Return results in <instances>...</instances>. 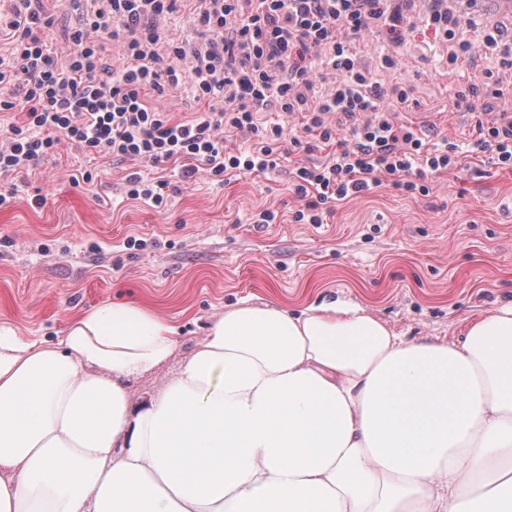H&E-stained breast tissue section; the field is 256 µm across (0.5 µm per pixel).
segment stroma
<instances>
[{
	"label": "stroma",
	"instance_id": "1",
	"mask_svg": "<svg viewBox=\"0 0 512 512\" xmlns=\"http://www.w3.org/2000/svg\"><path fill=\"white\" fill-rule=\"evenodd\" d=\"M53 24L41 36L65 64L77 15L65 0H36ZM377 39L357 44L361 64L383 83L407 81L409 107L396 119L462 147L475 139L458 93L497 70L496 55L477 51L447 72L431 34L409 33L398 49L406 66L388 72ZM294 151L280 167L223 186L204 174L190 180L172 166L115 162L62 145L28 175H0V326L28 340H51L75 315L133 299L179 329L163 367L130 380L135 401L156 394L201 338L212 317L239 301L301 307L343 299L361 305L398 334L455 342L467 326L512 304V173L471 159L469 169L436 177L429 196L410 198L390 187L332 206L325 223L254 224L263 208L289 213L297 199L288 170L323 160ZM84 167L91 183L73 185ZM170 176L177 185L155 209L126 199V174ZM42 206H32L33 196Z\"/></svg>",
	"mask_w": 512,
	"mask_h": 512
}]
</instances>
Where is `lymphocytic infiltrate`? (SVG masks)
<instances>
[{"mask_svg": "<svg viewBox=\"0 0 512 512\" xmlns=\"http://www.w3.org/2000/svg\"><path fill=\"white\" fill-rule=\"evenodd\" d=\"M15 2L0 15V34L10 40L8 54H0L1 175L28 173L65 141L120 162L170 163L184 179L201 171L227 180L266 173L277 168L286 142L310 152L326 148L323 162L288 171L289 189L302 202L292 215L298 224L322 223L327 204L384 185L429 195L430 177L463 167L467 158L454 141H431L395 121L412 89L375 80L356 43L379 36L381 67L397 71L404 66L398 46L421 28L447 44L445 64L458 70L475 52L463 31L470 25L512 70V41L485 19L480 0H425L420 11L414 0H69L78 24L62 66L38 35L52 17L32 10V0ZM182 17L199 37L194 46L167 36ZM103 33L123 41L117 68L102 62ZM161 44L178 66L162 65ZM176 94L191 98L201 115L175 121L149 103ZM465 108L475 119L476 149L512 173V106L492 108L475 90ZM270 110L300 115L308 142L287 138L278 123L258 126L256 113ZM17 112L24 121H14ZM344 124L350 137L341 140ZM234 135L244 145L228 147Z\"/></svg>", "mask_w": 512, "mask_h": 512, "instance_id": "f902f5d3", "label": "lymphocytic infiltrate"}]
</instances>
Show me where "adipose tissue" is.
I'll use <instances>...</instances> for the list:
<instances>
[{"instance_id":"1","label":"adipose tissue","mask_w":512,"mask_h":512,"mask_svg":"<svg viewBox=\"0 0 512 512\" xmlns=\"http://www.w3.org/2000/svg\"><path fill=\"white\" fill-rule=\"evenodd\" d=\"M175 334L135 301L0 326V512H512V305L456 343L245 301L135 402Z\"/></svg>"}]
</instances>
